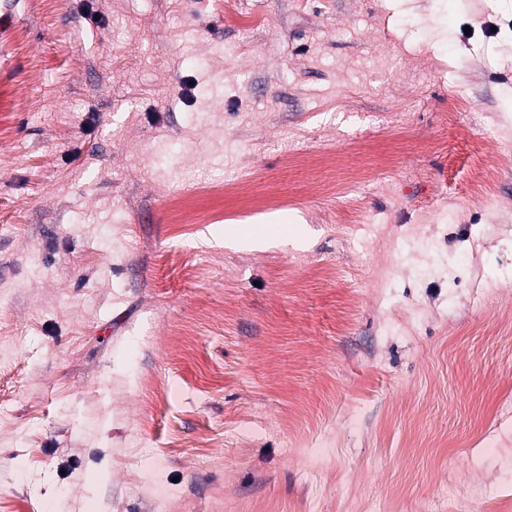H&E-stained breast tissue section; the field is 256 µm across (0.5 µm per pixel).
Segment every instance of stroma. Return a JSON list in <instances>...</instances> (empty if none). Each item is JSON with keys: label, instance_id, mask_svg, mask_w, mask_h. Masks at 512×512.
I'll use <instances>...</instances> for the list:
<instances>
[{"label": "stroma", "instance_id": "stroma-1", "mask_svg": "<svg viewBox=\"0 0 512 512\" xmlns=\"http://www.w3.org/2000/svg\"><path fill=\"white\" fill-rule=\"evenodd\" d=\"M4 334L0 512H512V0H0Z\"/></svg>", "mask_w": 512, "mask_h": 512}]
</instances>
